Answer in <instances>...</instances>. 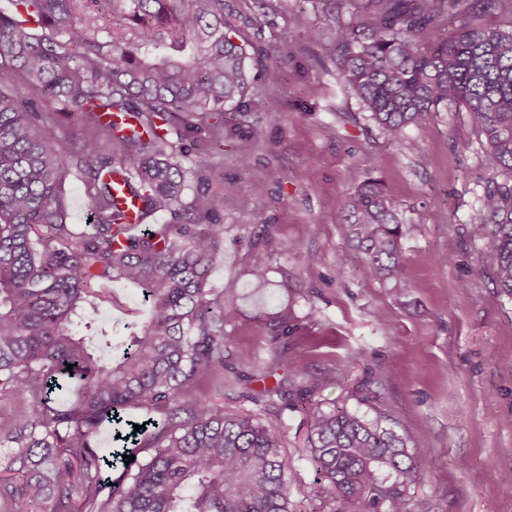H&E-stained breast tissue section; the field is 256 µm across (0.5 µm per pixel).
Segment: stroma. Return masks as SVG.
Returning a JSON list of instances; mask_svg holds the SVG:
<instances>
[{
  "mask_svg": "<svg viewBox=\"0 0 512 512\" xmlns=\"http://www.w3.org/2000/svg\"><path fill=\"white\" fill-rule=\"evenodd\" d=\"M353 10L347 0H224L225 16L281 77L253 83L245 110L225 113L222 137L198 135L197 154L214 169L209 190L224 198V246L208 285L245 280L254 257H265L301 319L288 360L315 385V399L385 412L408 438L419 465L412 512H512V296L480 265L473 235L496 177L466 110L430 112L407 127L415 151L387 138L339 77L332 30L350 23ZM301 14L317 39L295 28ZM354 167L381 180L412 227L401 242L404 298L364 279L357 253L336 268L346 251L334 205L350 192ZM62 193L68 224L83 231V174L69 169ZM439 255L446 264H436ZM114 292L102 326L118 339L144 307L130 289ZM229 334L242 374L270 360L252 313ZM261 419L285 450L291 512H310L306 414Z\"/></svg>",
  "mask_w": 512,
  "mask_h": 512,
  "instance_id": "35a3bbf8",
  "label": "stroma"
}]
</instances>
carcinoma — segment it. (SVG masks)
I'll return each mask as SVG.
<instances>
[{"instance_id":"carcinoma-1","label":"carcinoma","mask_w":512,"mask_h":512,"mask_svg":"<svg viewBox=\"0 0 512 512\" xmlns=\"http://www.w3.org/2000/svg\"><path fill=\"white\" fill-rule=\"evenodd\" d=\"M366 2L356 25L334 32L344 82L396 142L428 112L470 113L486 164L502 178L474 229L480 263L512 295V33L473 24L469 0ZM8 5L0 9V395L22 408L0 426V447L10 449L0 456V500L49 504L40 512H289L278 435L255 413L188 396L202 383L244 381L224 378L227 328L244 296L257 302L272 353L260 378L288 367L282 352L297 330L262 257L246 282L207 287L224 244V199L201 191L193 220L182 205L188 133L241 106L258 50L224 18V0ZM450 18L459 25L447 32ZM71 116L83 134L54 139ZM72 167L85 177L92 218L80 233L66 224L60 194ZM114 174L140 201L142 223H129L116 203ZM349 179L354 192L336 210L341 237L364 277L402 296L400 242L410 225L380 180L356 168ZM158 213L171 223H147ZM110 283L139 291L146 314L103 347L90 331ZM283 387L242 398L273 413L307 411L321 508L410 512L417 457L385 413L326 410L313 388ZM104 427L117 444L106 452Z\"/></svg>"}]
</instances>
